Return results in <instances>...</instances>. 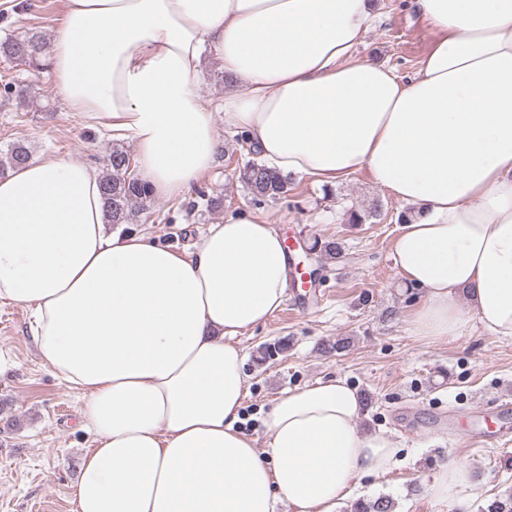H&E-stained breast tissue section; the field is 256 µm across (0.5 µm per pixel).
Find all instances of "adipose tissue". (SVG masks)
<instances>
[{"label": "adipose tissue", "instance_id": "adipose-tissue-1", "mask_svg": "<svg viewBox=\"0 0 512 512\" xmlns=\"http://www.w3.org/2000/svg\"><path fill=\"white\" fill-rule=\"evenodd\" d=\"M407 5L434 40L405 75L356 54L369 0H66L49 67L72 111L133 139L157 196L188 194L214 166L217 112L282 173L368 172L412 208L392 251L422 293L413 335L462 336L474 317L512 339V0ZM208 57L246 93L204 103ZM290 261L250 209L189 252L109 231L101 174L78 156L0 178V303L31 308L33 343L81 391L92 437L71 512H335L393 468L394 441L361 433V398L340 377L278 397L266 448L239 427L233 338L281 308ZM427 491L460 504L480 489L451 462Z\"/></svg>", "mask_w": 512, "mask_h": 512}]
</instances>
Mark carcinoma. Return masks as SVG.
Here are the masks:
<instances>
[{
  "label": "carcinoma",
  "instance_id": "carcinoma-1",
  "mask_svg": "<svg viewBox=\"0 0 512 512\" xmlns=\"http://www.w3.org/2000/svg\"><path fill=\"white\" fill-rule=\"evenodd\" d=\"M48 45L37 33L9 37L0 42V56L10 62L40 67ZM31 159V152L21 143L13 144L0 153V171L6 172ZM131 155L127 150L112 147L102 172V193L105 217L109 224H129L133 217L153 197L148 184L134 176L130 169ZM239 178L257 206L279 200L290 191L289 177L268 167L262 160L251 157L239 168ZM312 249L329 258H339L345 246L338 240L314 241ZM289 340L278 338L262 348V360L273 359L286 352ZM351 512H394V502L387 496L359 498L351 505Z\"/></svg>",
  "mask_w": 512,
  "mask_h": 512
}]
</instances>
